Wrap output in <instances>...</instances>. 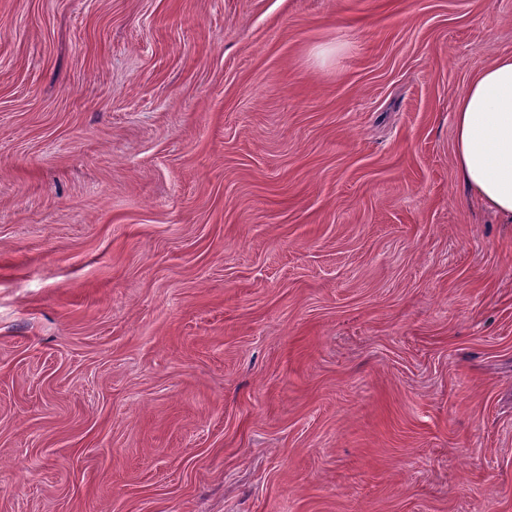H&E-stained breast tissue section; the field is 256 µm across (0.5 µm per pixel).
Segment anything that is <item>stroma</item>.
Returning a JSON list of instances; mask_svg holds the SVG:
<instances>
[{"label": "stroma", "mask_w": 512, "mask_h": 512, "mask_svg": "<svg viewBox=\"0 0 512 512\" xmlns=\"http://www.w3.org/2000/svg\"><path fill=\"white\" fill-rule=\"evenodd\" d=\"M512 0H0V512H512V224L453 163Z\"/></svg>", "instance_id": "stroma-1"}]
</instances>
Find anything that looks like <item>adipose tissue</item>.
Instances as JSON below:
<instances>
[{
	"label": "adipose tissue",
	"mask_w": 512,
	"mask_h": 512,
	"mask_svg": "<svg viewBox=\"0 0 512 512\" xmlns=\"http://www.w3.org/2000/svg\"><path fill=\"white\" fill-rule=\"evenodd\" d=\"M454 164L469 191L512 223V54L478 71L454 110Z\"/></svg>",
	"instance_id": "1"
}]
</instances>
